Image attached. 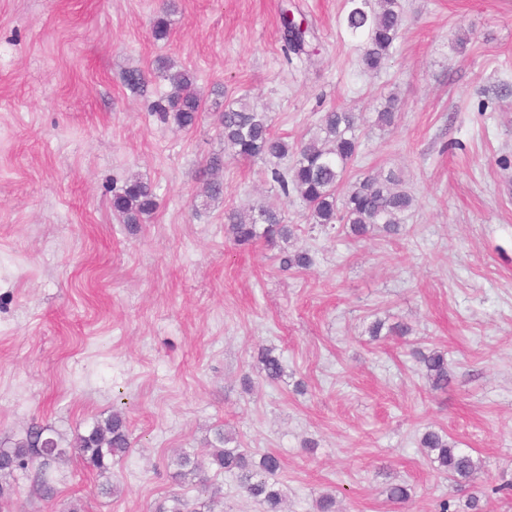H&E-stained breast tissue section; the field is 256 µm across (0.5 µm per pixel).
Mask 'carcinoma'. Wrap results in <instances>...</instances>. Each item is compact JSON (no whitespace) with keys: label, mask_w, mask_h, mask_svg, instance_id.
Wrapping results in <instances>:
<instances>
[{"label":"carcinoma","mask_w":512,"mask_h":512,"mask_svg":"<svg viewBox=\"0 0 512 512\" xmlns=\"http://www.w3.org/2000/svg\"><path fill=\"white\" fill-rule=\"evenodd\" d=\"M403 21L399 0H376L374 4L371 0H351L345 24L351 33L365 37L361 56L365 70L377 72L383 68L400 36ZM281 23L285 49L295 55L306 53L313 39L312 29H302L289 20L286 9L282 12ZM165 79L172 91L155 104V111L164 121L171 118L181 128H193L203 111V101L193 88V76L186 70L169 67ZM396 109V101L388 100L377 112L375 123L380 127L394 124ZM220 118L224 149L233 155L245 160L293 156L290 169L281 172L274 168L271 178L284 196L293 195L301 200L310 212L313 226L325 230L340 224L346 236L354 241L376 234H401L413 206V197L394 173L368 175L356 181L344 197L338 196V189L360 151L356 113L332 108L320 117L323 136L319 141L293 144L274 132L268 112L246 101L224 106ZM157 208V196L147 182L130 180L112 188V209L125 224H141ZM224 223L230 240L239 249H246L259 239L273 246L286 243L296 230L295 225L284 223L281 213L269 205H259L247 215L235 210L226 212ZM280 264L285 271H301L310 266L311 257L304 251H285ZM417 356L421 377L436 389L447 388V353L432 348L417 352ZM258 365L269 382H277L284 376L282 359L272 347L258 352ZM44 440V428L32 425L24 437L9 446L0 445V512H12L15 480L19 476L29 479L44 501L54 500L56 489L48 470L66 450L54 441L52 447L43 448L38 456L33 455V449L42 448ZM131 447L128 422L120 412L97 421L71 444L84 464L100 472L111 469L113 459L126 455ZM419 447L437 470L457 484L470 483L474 473L482 467L481 459L458 447L443 431L425 432L419 439ZM175 466L174 480L197 486L200 497L190 501L175 493L159 502L155 512H205L209 504L202 496L208 494L210 470L235 475L239 490L258 501L264 512H282L283 496L277 480L280 458L266 452L259 459H253L235 445V438L224 433L221 427L214 429L206 459L183 453L176 458Z\"/></svg>","instance_id":"cac0c4a2"}]
</instances>
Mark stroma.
<instances>
[{"mask_svg": "<svg viewBox=\"0 0 512 512\" xmlns=\"http://www.w3.org/2000/svg\"><path fill=\"white\" fill-rule=\"evenodd\" d=\"M401 4L392 54L368 73L349 0H0V444L37 424L66 448L116 409L135 440L108 475L52 464L53 504L19 480L16 512L194 498L173 459L204 453L219 426L279 455L287 512L327 492L339 512H434L446 494L464 506L469 487L418 448L429 429L482 460L477 484L512 480V0ZM285 7L315 31L308 56L283 50ZM163 60L206 100L192 129L153 111L171 91ZM391 95L398 118L378 128ZM240 98L291 143L320 137L330 108L359 114L350 177L401 174L415 199L402 235L311 228L267 176L290 159L225 154L219 114ZM215 155L216 200L202 175ZM132 177L159 202L133 231L112 211L113 184ZM259 204L298 230L286 248L237 251L224 213ZM285 249L313 265L281 272ZM378 318L408 335L371 340ZM263 347L283 358L278 383L259 371ZM417 347L447 351V389L419 377ZM398 482L401 507L386 496Z\"/></svg>", "mask_w": 512, "mask_h": 512, "instance_id": "1", "label": "stroma"}]
</instances>
